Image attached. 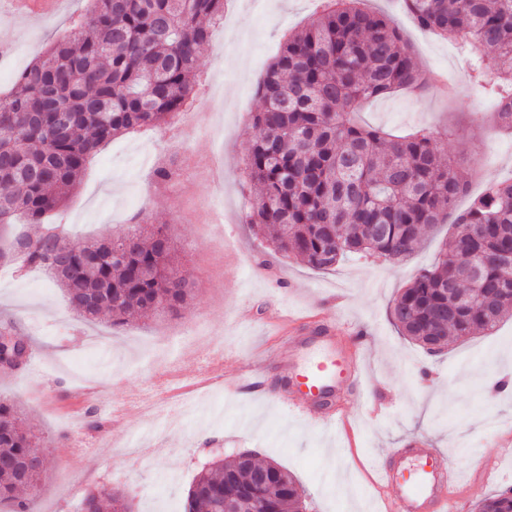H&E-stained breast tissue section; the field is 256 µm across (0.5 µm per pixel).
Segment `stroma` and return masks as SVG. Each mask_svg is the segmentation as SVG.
<instances>
[{
  "label": "stroma",
  "instance_id": "stroma-1",
  "mask_svg": "<svg viewBox=\"0 0 512 512\" xmlns=\"http://www.w3.org/2000/svg\"><path fill=\"white\" fill-rule=\"evenodd\" d=\"M88 5L66 0L56 15L32 19L0 0V46L12 52L0 95L80 23ZM365 6L395 21L421 69L459 86L452 93L402 90L362 103L355 118L394 135L432 132L467 179L468 195L456 204L464 210L488 180L512 178V135L495 125L493 101L472 90L456 45L417 28L399 0ZM317 7V0H224V22L200 52L183 114L171 126L113 139L56 218L74 245L136 224L167 225L178 269L195 285L184 310L117 327L105 314L86 322L44 272L0 270V326L13 324L31 343L26 369L0 371V398L21 409L47 461L32 512H79L83 497L102 486L122 491L131 512H183L201 467L242 452L286 468L305 490L306 512H380L369 467L379 463L380 449L411 437L445 453L471 486V500L512 487V394H487L492 370L512 372V318L430 354L389 317L399 292L444 251L449 225L426 229L403 262L354 256L318 271L275 255L244 222V156L257 134V88L285 38ZM164 164L184 169L180 182H156L154 171ZM308 312L370 335L362 346L365 389L345 398L352 435L256 393L220 387L202 389L189 409L170 401L186 415L179 433L146 416L157 378L175 390L196 378L209 356L229 373L266 357L268 388L277 390V334L289 317Z\"/></svg>",
  "mask_w": 512,
  "mask_h": 512
}]
</instances>
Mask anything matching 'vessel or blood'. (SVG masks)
Listing matches in <instances>:
<instances>
[{
    "label": "vessel or blood",
    "instance_id": "1",
    "mask_svg": "<svg viewBox=\"0 0 512 512\" xmlns=\"http://www.w3.org/2000/svg\"><path fill=\"white\" fill-rule=\"evenodd\" d=\"M288 377L275 401L292 414L335 428L347 417L341 396L359 389L364 371L359 355L346 351L341 337L325 330L316 350L307 355L289 351L281 358ZM262 363L244 366L225 377V386L238 390H262ZM388 464L378 470V486L384 495L383 512H457L469 490L450 469L445 454L427 448L424 440L409 439L402 448L385 451Z\"/></svg>",
    "mask_w": 512,
    "mask_h": 512
}]
</instances>
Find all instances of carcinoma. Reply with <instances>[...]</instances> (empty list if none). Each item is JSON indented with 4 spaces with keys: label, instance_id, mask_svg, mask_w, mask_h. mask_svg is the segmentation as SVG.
<instances>
[{
    "label": "carcinoma",
    "instance_id": "obj_1",
    "mask_svg": "<svg viewBox=\"0 0 512 512\" xmlns=\"http://www.w3.org/2000/svg\"><path fill=\"white\" fill-rule=\"evenodd\" d=\"M80 29L56 41L0 98V266L20 263L50 274L70 308L93 321L163 317L183 309L192 282L171 264L163 226H139L75 247L49 213L61 190L80 180L88 158L117 135L162 126L194 93L200 48L224 16V0H90ZM327 0L291 34L259 86L254 115L261 136L245 165L256 197L246 223L273 250L327 271L350 255L408 257L424 228L443 224L466 182L456 163L423 132L392 139L352 120L358 105L399 88L422 89L423 73L395 22ZM421 29L456 43L478 88L495 103V119L512 132V0H404ZM41 226L14 231L19 218ZM453 223L446 255L422 270L394 300L397 329L424 349L492 330L512 316V182L471 200ZM478 284L493 306L466 297ZM36 436L17 407L0 399V512H30L45 465ZM127 512L124 496L103 487L89 494ZM304 490L275 462L248 454L202 469L185 512H302ZM475 512H512V488L475 503Z\"/></svg>",
    "mask_w": 512,
    "mask_h": 512
}]
</instances>
